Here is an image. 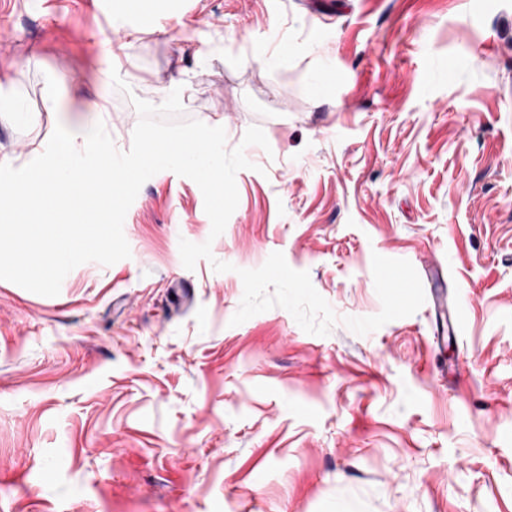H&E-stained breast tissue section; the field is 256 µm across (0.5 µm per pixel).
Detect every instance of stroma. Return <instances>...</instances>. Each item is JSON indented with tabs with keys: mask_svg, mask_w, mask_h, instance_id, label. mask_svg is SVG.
<instances>
[{
	"mask_svg": "<svg viewBox=\"0 0 512 512\" xmlns=\"http://www.w3.org/2000/svg\"><path fill=\"white\" fill-rule=\"evenodd\" d=\"M114 4L0 0V164L92 101L128 150L133 98L174 79L183 118L270 147L246 148L219 237L163 171L126 214L129 258L55 297L0 280V512H512V0H162L134 18L125 93ZM183 238L233 271L186 269ZM274 252L329 335L280 307L230 326L240 270ZM376 254L442 289L455 333L427 303L345 326L381 309Z\"/></svg>",
	"mask_w": 512,
	"mask_h": 512,
	"instance_id": "35a3bbf8",
	"label": "stroma"
}]
</instances>
